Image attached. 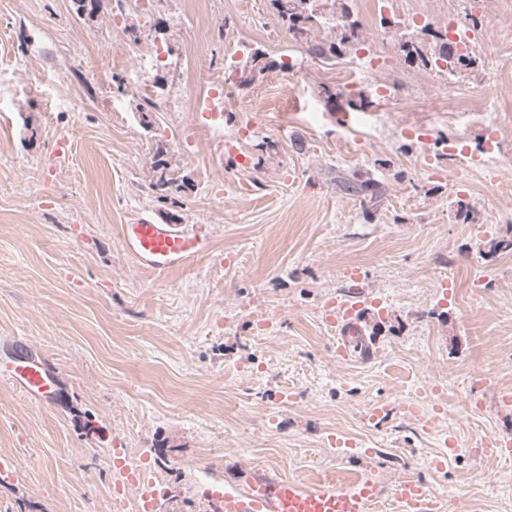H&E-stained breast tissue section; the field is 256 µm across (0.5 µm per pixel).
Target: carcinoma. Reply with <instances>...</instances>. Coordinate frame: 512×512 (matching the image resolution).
I'll return each mask as SVG.
<instances>
[{"instance_id": "1", "label": "carcinoma", "mask_w": 512, "mask_h": 512, "mask_svg": "<svg viewBox=\"0 0 512 512\" xmlns=\"http://www.w3.org/2000/svg\"><path fill=\"white\" fill-rule=\"evenodd\" d=\"M101 0H73L75 11L80 17L94 18L100 9ZM348 0H269L271 9L277 15L283 27L295 39L305 42L308 53L314 57L334 61L355 51L362 43L364 28L360 20L347 5ZM327 30V35L320 41L312 42L310 32L315 29ZM425 37L414 33L401 35L398 49L407 62L419 61L423 66H435L438 61L450 62L452 69H467L474 65L476 57H462L454 54L443 36L434 35L429 25L420 28ZM270 65L265 52L258 48L251 61L241 70L239 85L246 86L264 74ZM168 151L162 144H157L152 155L153 168L160 171L158 181L152 188L160 192L159 199L173 204L178 202L182 193L189 188L186 177H166L170 163L167 162ZM341 188L353 195L361 196L368 202H379L383 187L376 180L361 182L342 178Z\"/></svg>"}]
</instances>
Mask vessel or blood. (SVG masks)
Wrapping results in <instances>:
<instances>
[{
	"label": "vessel or blood",
	"mask_w": 512,
	"mask_h": 512,
	"mask_svg": "<svg viewBox=\"0 0 512 512\" xmlns=\"http://www.w3.org/2000/svg\"><path fill=\"white\" fill-rule=\"evenodd\" d=\"M125 249L142 267L165 273L189 263L210 249L201 233L170 224L138 222L122 227ZM26 396L45 401L55 393V382L42 362L33 359L26 343H18L13 363L0 368ZM384 489L372 476L353 478L339 486L325 481L309 487L293 478L269 472L250 474L245 488L224 491V512H374ZM393 497L398 512H441L439 499L421 482L399 483Z\"/></svg>",
	"instance_id": "obj_1"
}]
</instances>
